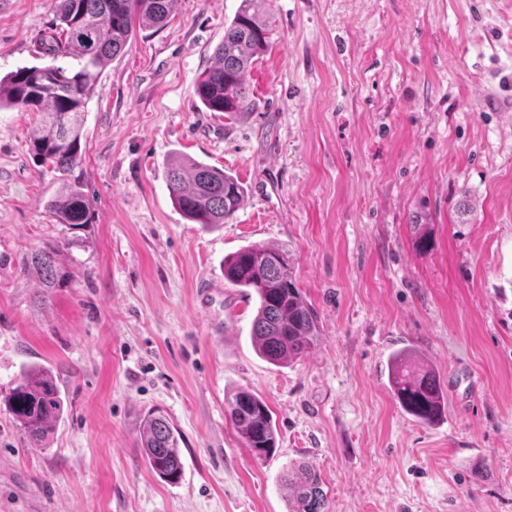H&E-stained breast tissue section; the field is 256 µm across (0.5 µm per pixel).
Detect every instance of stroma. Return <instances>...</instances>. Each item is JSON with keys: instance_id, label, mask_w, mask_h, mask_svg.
Here are the masks:
<instances>
[{"instance_id": "stroma-1", "label": "stroma", "mask_w": 512, "mask_h": 512, "mask_svg": "<svg viewBox=\"0 0 512 512\" xmlns=\"http://www.w3.org/2000/svg\"><path fill=\"white\" fill-rule=\"evenodd\" d=\"M239 5L177 0L106 68L83 228L47 207L60 175L29 153L35 113L0 110V392L41 365L64 398L39 448L0 403V512H288L300 462L328 512H512V0H267L250 106L227 118L195 83ZM54 24L53 0H0V77L49 64ZM176 154L242 182L227 224L174 206ZM46 244L74 276L45 300L17 266ZM252 244L288 248L320 314L317 350L288 366L256 352V297L224 278ZM406 346L446 394L434 424L390 392ZM237 388L271 410L266 461L225 415ZM154 409L181 433L175 485L140 459Z\"/></svg>"}]
</instances>
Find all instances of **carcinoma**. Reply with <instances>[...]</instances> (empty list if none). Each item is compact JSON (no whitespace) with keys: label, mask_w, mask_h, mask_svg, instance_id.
Listing matches in <instances>:
<instances>
[{"label":"carcinoma","mask_w":512,"mask_h":512,"mask_svg":"<svg viewBox=\"0 0 512 512\" xmlns=\"http://www.w3.org/2000/svg\"><path fill=\"white\" fill-rule=\"evenodd\" d=\"M265 0H241L233 19L224 24V41L216 62L195 86L211 112L231 116L249 107L244 77L254 58L268 46ZM175 0H54L56 31L44 38L43 52L53 63L24 66L0 78V109L40 114L32 133L33 159L62 174L63 182L48 202L59 223L76 228L91 223L93 211L85 184L75 170L82 163L81 139L86 108L102 72L123 50L135 29L160 30L168 24ZM167 181L176 206L193 223L218 227L239 209L244 187L222 168L177 157ZM18 275L43 288H63L73 272L60 260L56 245H45L22 258ZM224 279L251 289L258 298L251 336L269 363L287 365L311 355L320 342L319 315L294 273L288 249L251 245L224 258ZM388 382L402 409L422 424L437 422L445 393L439 378L410 347L393 351ZM4 401L30 442L40 444L64 414L60 385L49 368L31 366L14 381ZM227 415L244 446L263 461L276 448V429L269 406L253 392L240 389L225 399ZM142 458L165 482L183 475L180 435L155 411L141 424ZM288 512H323L326 494L320 474L309 463L288 469L283 482Z\"/></svg>","instance_id":"obj_1"}]
</instances>
